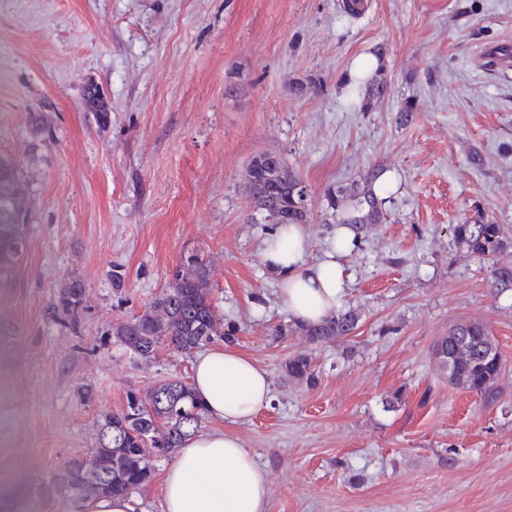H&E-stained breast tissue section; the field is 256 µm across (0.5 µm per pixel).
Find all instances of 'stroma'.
<instances>
[{
	"label": "stroma",
	"mask_w": 512,
	"mask_h": 512,
	"mask_svg": "<svg viewBox=\"0 0 512 512\" xmlns=\"http://www.w3.org/2000/svg\"><path fill=\"white\" fill-rule=\"evenodd\" d=\"M342 2L0 0V152L28 213L0 279V512H77L52 487L92 459L102 417L128 390L190 379L194 352L145 362L112 326L191 258L222 330L271 379L270 405L234 427L269 474V512H512V290L454 233L498 224L512 260V73L491 59L512 44V0H363L354 16ZM378 47L386 90L363 86L364 111L345 78ZM89 77L107 125L83 109ZM266 152L309 190L311 261L333 247L331 197L371 168L394 176L382 222L335 252L350 335L308 342L261 262L274 224L246 169ZM71 278L74 317L55 306ZM470 322L506 359L487 398L435 356ZM295 354L314 384L286 375ZM82 97L85 109L88 108V102H91L95 107L92 112H111L106 96L94 80L88 79L85 81Z\"/></svg>",
	"instance_id": "1"
}]
</instances>
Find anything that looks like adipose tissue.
<instances>
[{
  "label": "adipose tissue",
  "instance_id": "adipose-tissue-1",
  "mask_svg": "<svg viewBox=\"0 0 512 512\" xmlns=\"http://www.w3.org/2000/svg\"><path fill=\"white\" fill-rule=\"evenodd\" d=\"M308 247L303 225L280 224L261 252L264 265L278 279L282 306L303 326L336 311L347 280L334 256L306 262ZM191 386L218 426L188 437L176 450L161 479V512H268V473L231 431L270 404L267 371L222 343L195 357Z\"/></svg>",
  "mask_w": 512,
  "mask_h": 512
}]
</instances>
